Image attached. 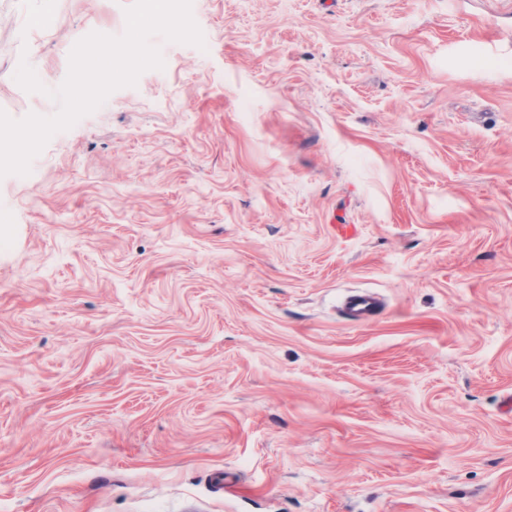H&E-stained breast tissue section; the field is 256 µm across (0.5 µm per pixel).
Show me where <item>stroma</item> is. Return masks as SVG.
Listing matches in <instances>:
<instances>
[{"mask_svg": "<svg viewBox=\"0 0 512 512\" xmlns=\"http://www.w3.org/2000/svg\"><path fill=\"white\" fill-rule=\"evenodd\" d=\"M131 2L0 0V109ZM192 13L0 178V512H512V0ZM379 303L370 294L350 297L343 304V312L347 318L358 324L372 321L378 314Z\"/></svg>", "mask_w": 512, "mask_h": 512, "instance_id": "obj_1", "label": "stroma"}]
</instances>
